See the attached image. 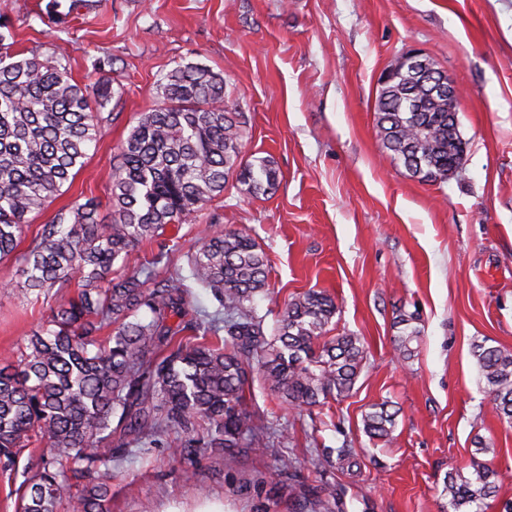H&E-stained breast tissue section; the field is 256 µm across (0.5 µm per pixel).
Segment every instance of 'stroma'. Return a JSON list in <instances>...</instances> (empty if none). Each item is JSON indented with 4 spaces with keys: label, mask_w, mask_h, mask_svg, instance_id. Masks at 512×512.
Returning a JSON list of instances; mask_svg holds the SVG:
<instances>
[{
    "label": "stroma",
    "mask_w": 512,
    "mask_h": 512,
    "mask_svg": "<svg viewBox=\"0 0 512 512\" xmlns=\"http://www.w3.org/2000/svg\"><path fill=\"white\" fill-rule=\"evenodd\" d=\"M0 0V24L14 50L66 57L78 81L110 83L111 126L84 167L34 217L28 249L55 209L96 198L109 209L107 174L156 86L179 65L224 77L245 116L244 155L273 160L278 188L248 194L229 180L222 197L162 241L139 244L119 274L140 269L167 245L172 270L204 322L224 314L189 277L202 229L250 233L268 259L256 311L273 327L291 296L324 290L338 306L334 333L362 336L366 361L352 393L312 411L283 403L261 379L244 406L268 429V448L232 458L204 450L178 464L180 437L137 448L112 470V512H291L274 473L286 452L299 462L296 486L334 492L342 512H446L448 473L471 476L476 440L503 473L499 512L512 499V426L494 416L473 343L512 352V0ZM420 49L463 93L458 114L468 143L457 177L431 184L409 177L383 150L376 127L379 77L401 53ZM104 69H95L96 60ZM20 263L0 262V357L24 347L75 286L22 294ZM418 314L415 357L398 358L397 311ZM383 401L399 408L391 442L370 440L362 416ZM352 449L359 468L318 466Z\"/></svg>",
    "instance_id": "1"
}]
</instances>
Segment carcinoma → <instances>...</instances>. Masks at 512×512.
I'll return each mask as SVG.
<instances>
[{
    "label": "carcinoma",
    "instance_id": "carcinoma-1",
    "mask_svg": "<svg viewBox=\"0 0 512 512\" xmlns=\"http://www.w3.org/2000/svg\"><path fill=\"white\" fill-rule=\"evenodd\" d=\"M434 68L427 57L405 81L380 86L376 127L383 149L410 177L442 183L460 168L467 143L448 100L430 97ZM113 96L109 83H77L65 58L10 52L0 34V261L17 256L27 293L46 294L73 279L80 286L0 366V473L17 479L24 453L40 448L24 467L16 512H58L74 482L82 494L72 512H111L112 464L130 446L163 447L171 430L184 435L183 461L201 448L232 456L266 447L265 428L242 407L249 376L311 410L347 397L366 358L361 337L329 335L337 306L323 291L291 298L266 336L254 301L266 291L267 259L245 231L206 234L189 258L193 281L212 289L224 309L221 327L190 315L179 278L156 279L164 250L139 271L112 276L115 262L139 243L222 196L230 177L249 194L278 187L271 160L244 158L238 104L207 66L178 65L157 85L159 104L141 115L108 174V215L93 197L67 205L16 254L24 225L62 194L112 124L102 109ZM414 320L405 313L395 320V350L406 360L421 339ZM221 331L220 342L207 341ZM472 353L492 411L511 425L512 352L482 341ZM397 414L385 402L373 405L363 416L365 433L389 440ZM114 417L123 433L116 448ZM501 477L479 461L472 478L446 475L448 507L482 512ZM337 508L316 486L294 498V512Z\"/></svg>",
    "mask_w": 512,
    "mask_h": 512
}]
</instances>
